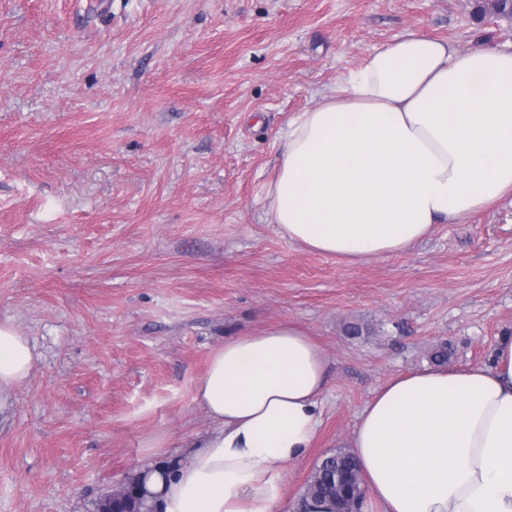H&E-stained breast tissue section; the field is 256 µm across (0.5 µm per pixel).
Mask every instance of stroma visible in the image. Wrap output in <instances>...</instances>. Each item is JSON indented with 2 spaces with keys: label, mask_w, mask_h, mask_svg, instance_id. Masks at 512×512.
<instances>
[{
  "label": "stroma",
  "mask_w": 512,
  "mask_h": 512,
  "mask_svg": "<svg viewBox=\"0 0 512 512\" xmlns=\"http://www.w3.org/2000/svg\"><path fill=\"white\" fill-rule=\"evenodd\" d=\"M414 30L512 50L473 0H0V322L36 350L0 416V512H96L210 427L225 339L301 324L329 359L289 499L392 379L512 332V195L357 265L268 221L282 134Z\"/></svg>",
  "instance_id": "1"
}]
</instances>
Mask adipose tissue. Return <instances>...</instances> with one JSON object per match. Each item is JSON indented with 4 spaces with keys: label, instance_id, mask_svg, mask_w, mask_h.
I'll use <instances>...</instances> for the list:
<instances>
[{
    "label": "adipose tissue",
    "instance_id": "adipose-tissue-1",
    "mask_svg": "<svg viewBox=\"0 0 512 512\" xmlns=\"http://www.w3.org/2000/svg\"><path fill=\"white\" fill-rule=\"evenodd\" d=\"M512 194V52L409 32L289 119L266 187L278 233L356 265ZM0 322V407L35 363ZM328 359L301 325L226 340L193 399L211 428L188 464L143 467L158 512H274L318 435ZM381 512H512V333L487 365L380 388L342 442Z\"/></svg>",
    "mask_w": 512,
    "mask_h": 512
}]
</instances>
